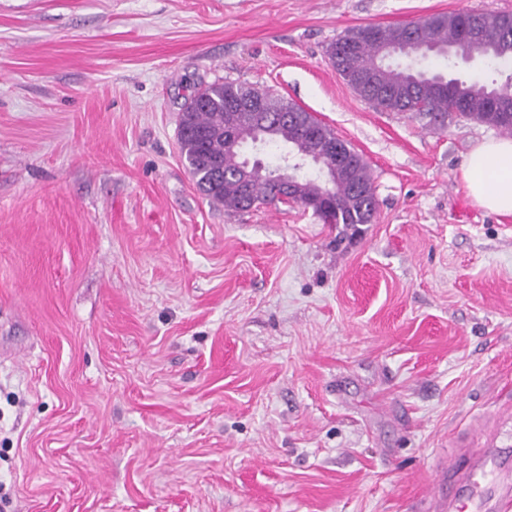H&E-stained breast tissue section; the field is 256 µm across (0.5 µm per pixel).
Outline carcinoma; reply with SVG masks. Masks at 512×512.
I'll use <instances>...</instances> for the list:
<instances>
[{
  "label": "carcinoma",
  "mask_w": 512,
  "mask_h": 512,
  "mask_svg": "<svg viewBox=\"0 0 512 512\" xmlns=\"http://www.w3.org/2000/svg\"><path fill=\"white\" fill-rule=\"evenodd\" d=\"M476 18L484 33L482 56L500 66L512 61V21L505 14L458 11L427 17L406 25L376 26L377 33L367 35L369 26L351 28L332 43L328 55L332 66L363 99L384 112H411L426 123L444 129L452 122L473 121L512 134V116L498 111L493 101L504 98L512 102V74L504 82L450 80L454 96L463 102L465 111L456 115L448 111V95L439 90L442 74H428L409 65L381 63V50L404 51L439 45L463 54L471 45L465 41V25ZM251 96L271 99L289 112L301 108L285 102L271 91L244 87L234 83H213L198 89L185 104L179 123L181 154L188 164L198 190L207 198L234 210H246L249 204L277 202L270 179L262 178L245 185L237 178L242 150L233 149L209 133L223 129L226 103ZM306 121H277L266 142L287 149L294 145L313 154L317 144L334 142L348 160V175L339 176L330 194L328 213L314 211L326 224H370L376 211V197L371 171L363 157L327 126L305 130Z\"/></svg>",
  "instance_id": "1"
}]
</instances>
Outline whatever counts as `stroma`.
<instances>
[{
    "label": "stroma",
    "mask_w": 512,
    "mask_h": 512,
    "mask_svg": "<svg viewBox=\"0 0 512 512\" xmlns=\"http://www.w3.org/2000/svg\"><path fill=\"white\" fill-rule=\"evenodd\" d=\"M512 0H0V512H439L512 446L496 128L360 98L347 29ZM266 88L368 162L376 215L225 209L185 100ZM468 193L480 207L512 217V139H487L466 157L462 170Z\"/></svg>",
    "instance_id": "35a3bbf8"
}]
</instances>
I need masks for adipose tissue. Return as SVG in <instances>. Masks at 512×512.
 <instances>
[{
    "label": "adipose tissue",
    "mask_w": 512,
    "mask_h": 512,
    "mask_svg": "<svg viewBox=\"0 0 512 512\" xmlns=\"http://www.w3.org/2000/svg\"><path fill=\"white\" fill-rule=\"evenodd\" d=\"M468 193L480 207L512 217V139H487L467 156L462 170Z\"/></svg>",
    "instance_id": "adipose-tissue-1"
}]
</instances>
